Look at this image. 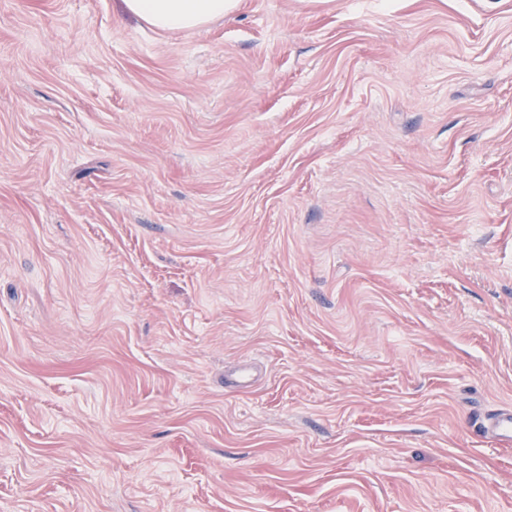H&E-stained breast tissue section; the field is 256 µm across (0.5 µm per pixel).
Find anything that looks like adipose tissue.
Instances as JSON below:
<instances>
[{"mask_svg":"<svg viewBox=\"0 0 512 512\" xmlns=\"http://www.w3.org/2000/svg\"><path fill=\"white\" fill-rule=\"evenodd\" d=\"M238 0H122L123 8L160 30L193 29L231 14Z\"/></svg>","mask_w":512,"mask_h":512,"instance_id":"1","label":"adipose tissue"}]
</instances>
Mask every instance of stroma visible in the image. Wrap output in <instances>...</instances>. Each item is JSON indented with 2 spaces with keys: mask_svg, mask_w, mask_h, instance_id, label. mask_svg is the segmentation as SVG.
I'll return each instance as SVG.
<instances>
[{
  "mask_svg": "<svg viewBox=\"0 0 512 512\" xmlns=\"http://www.w3.org/2000/svg\"><path fill=\"white\" fill-rule=\"evenodd\" d=\"M499 409L512 0H0V512H512ZM123 9L160 30L193 29L231 14L237 0H121ZM483 431L500 444L511 446L512 444V411L506 410L488 415L482 421Z\"/></svg>",
  "mask_w": 512,
  "mask_h": 512,
  "instance_id": "35a3bbf8",
  "label": "stroma"
}]
</instances>
